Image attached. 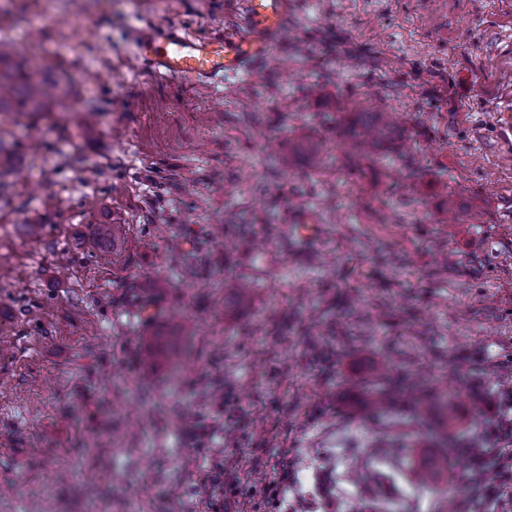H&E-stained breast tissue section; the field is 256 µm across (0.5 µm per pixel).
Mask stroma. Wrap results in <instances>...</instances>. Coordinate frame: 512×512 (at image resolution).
<instances>
[{"label":"stroma","instance_id":"35a3bbf8","mask_svg":"<svg viewBox=\"0 0 512 512\" xmlns=\"http://www.w3.org/2000/svg\"><path fill=\"white\" fill-rule=\"evenodd\" d=\"M224 2L0 0L63 90L0 112V512H466L512 464V0H289L251 77L145 75L136 32L233 26ZM370 105L403 141L357 179L337 130ZM414 374L472 446L448 497L412 417L364 408ZM452 461L453 457L448 455V451L439 455L426 456L416 468V480L425 487L437 483L443 473L448 471V464Z\"/></svg>","mask_w":512,"mask_h":512}]
</instances>
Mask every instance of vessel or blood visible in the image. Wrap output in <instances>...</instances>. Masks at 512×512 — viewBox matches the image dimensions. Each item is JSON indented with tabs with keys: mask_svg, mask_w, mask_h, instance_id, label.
<instances>
[{
	"mask_svg": "<svg viewBox=\"0 0 512 512\" xmlns=\"http://www.w3.org/2000/svg\"><path fill=\"white\" fill-rule=\"evenodd\" d=\"M235 26L217 36H200L174 24L138 35L133 53L155 80L189 88L214 86L247 76L255 60L268 57L281 40L288 0H234Z\"/></svg>",
	"mask_w": 512,
	"mask_h": 512,
	"instance_id": "vessel-or-blood-1",
	"label": "vessel or blood"
}]
</instances>
